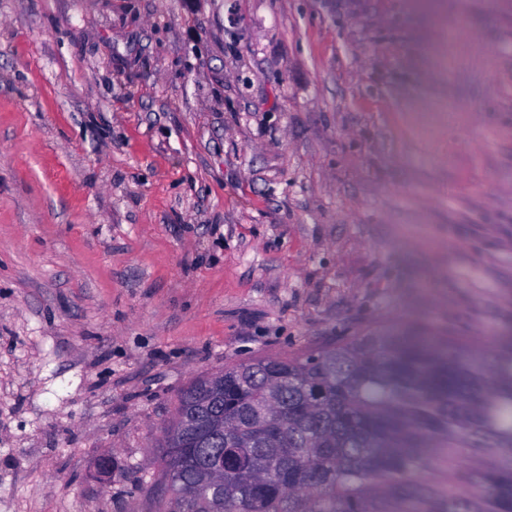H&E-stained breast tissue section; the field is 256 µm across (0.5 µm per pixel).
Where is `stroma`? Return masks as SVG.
Returning <instances> with one entry per match:
<instances>
[{
	"instance_id": "1",
	"label": "stroma",
	"mask_w": 512,
	"mask_h": 512,
	"mask_svg": "<svg viewBox=\"0 0 512 512\" xmlns=\"http://www.w3.org/2000/svg\"><path fill=\"white\" fill-rule=\"evenodd\" d=\"M419 325L512 339V0H0V512H157L194 380Z\"/></svg>"
}]
</instances>
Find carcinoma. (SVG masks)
<instances>
[{
  "mask_svg": "<svg viewBox=\"0 0 512 512\" xmlns=\"http://www.w3.org/2000/svg\"><path fill=\"white\" fill-rule=\"evenodd\" d=\"M161 462V512H512V345L417 329L235 363L181 393Z\"/></svg>",
  "mask_w": 512,
  "mask_h": 512,
  "instance_id": "carcinoma-1",
  "label": "carcinoma"
}]
</instances>
